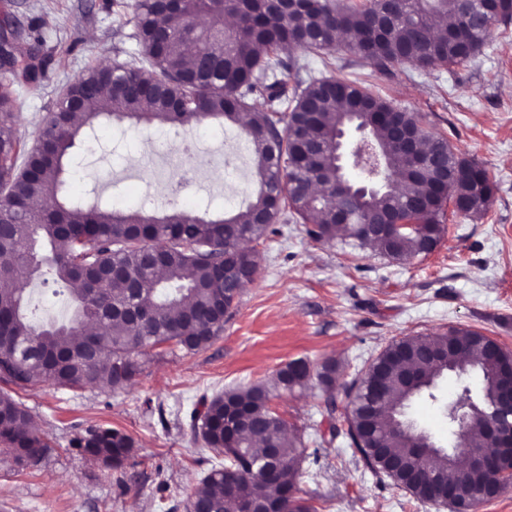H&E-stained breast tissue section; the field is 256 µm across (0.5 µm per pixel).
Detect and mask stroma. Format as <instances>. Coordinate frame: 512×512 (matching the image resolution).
<instances>
[{"label":"stroma","mask_w":512,"mask_h":512,"mask_svg":"<svg viewBox=\"0 0 512 512\" xmlns=\"http://www.w3.org/2000/svg\"><path fill=\"white\" fill-rule=\"evenodd\" d=\"M22 46H38L41 84L20 89L16 133L34 146L42 122L65 83L90 64L141 53L131 13L120 0H0ZM335 75L361 77L391 104L423 117L458 152L482 163L496 184L487 214L444 210V233L430 254L394 261L341 240L317 242L304 224L277 222V234L257 244L259 270L243 288L223 332L206 348L171 343L145 349L132 385L61 388L43 384L18 391L52 450L33 468L0 454V512H187L188 497L223 457L205 451L191 427L192 411L235 388L271 382L291 361L316 365L335 359L336 411L327 414L316 380L275 390L271 408L291 436L318 461L299 467L300 495L314 512H450L396 488L367 470L348 446L345 388L392 341L448 328L482 331L512 351V23L496 24L472 60L450 68L397 64L385 74L347 52L333 54ZM151 152H144L145 144ZM193 144L197 209L216 218L244 210L253 199L257 169L239 125L210 119L162 134L126 123L107 127L97 145L77 142L70 184L74 194L120 209L168 207L174 159ZM232 152L231 165L221 163ZM38 320H63L71 302L49 272L26 284ZM479 392L475 374L441 378L435 398H415L405 410L437 446L448 447V422L438 401L463 387ZM92 426L120 429L137 442L120 470H109L75 448Z\"/></svg>","instance_id":"1"}]
</instances>
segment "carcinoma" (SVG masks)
I'll return each instance as SVG.
<instances>
[{"label": "carcinoma", "mask_w": 512, "mask_h": 512, "mask_svg": "<svg viewBox=\"0 0 512 512\" xmlns=\"http://www.w3.org/2000/svg\"><path fill=\"white\" fill-rule=\"evenodd\" d=\"M483 16L512 20V0H483ZM132 19L148 44L144 56L97 65L70 80L68 98H57L42 126L44 149L26 151L15 135L17 100L12 83H0V186L11 204L0 207V380L20 390L50 383L63 388L103 386L113 391L130 386L140 373L138 356L148 348L172 342L195 351L224 330L243 281H255L257 256L237 249L239 239L259 242L274 232L272 225L291 215L305 224L309 236L330 242L342 236L358 247L405 261L431 253L444 232L440 213L448 195L467 208L468 216H485L495 184L485 167L455 152L448 139L425 128L422 116L406 112L374 95L357 80L334 76L307 82L288 76L296 61L283 57L290 47L306 54L336 48L374 63L379 71L409 63L422 69L463 64L476 57L491 35V26L465 18L466 0H388L387 16L378 22V0H299L288 17L269 12L261 0L245 7L240 0H177L173 13L153 0H133ZM235 19L230 32L224 16ZM206 19L203 25L197 24ZM447 20L444 27L437 25ZM194 46L192 60L185 48ZM38 50L12 43L6 63L14 80L37 82ZM266 104L253 111L251 101ZM244 125L257 158L259 188L243 211L205 220L194 210L174 204L162 218L145 208L116 209L75 198L67 173L71 149L82 134L95 135V125L112 119L137 123L187 125L208 119ZM350 112H395L404 126L420 136L423 164L409 162L408 153L391 129L369 117V132L381 152L382 167L396 176L387 192L368 195L344 212L336 209L338 165L336 134ZM322 185L315 194L310 186ZM47 196L35 209L30 202ZM351 214L373 224L408 220L418 227L403 231L394 242L365 241ZM43 254L55 282L65 288L72 313L63 322H36L29 316L26 289L11 279L26 263L32 247ZM159 252L152 266L146 251ZM122 275L112 277V268ZM89 324L101 326L93 339L75 335ZM450 346L461 360L433 364L431 349ZM512 362V351L471 329H450L433 336L406 337L390 343L349 387L352 411L348 433L365 466L387 476L417 499L439 501L453 492L458 506L475 498L497 496L488 475L479 468L459 477L463 460L425 455V433L399 423L408 402L424 393L435 400L437 381L455 368L479 374L486 403L497 395L498 380ZM418 375L412 385L402 377L405 364ZM338 366L328 359L312 367L294 360L281 369L273 384H257L218 394L194 416L204 443L224 454V467L204 478L192 498L208 512H252L268 502L278 512H312L298 495L300 461H318V449L306 452L290 437L286 423L269 406L274 389H291L316 378L327 394L325 411L335 412L333 392ZM0 444L15 462L44 457L48 438L31 425L27 408L8 391H0ZM468 448L485 447L484 422L471 421ZM75 447L106 468L118 470L132 457L135 439L109 427H91ZM276 449L277 481L260 478L267 449ZM239 474L224 483V471Z\"/></svg>", "instance_id": "1"}]
</instances>
